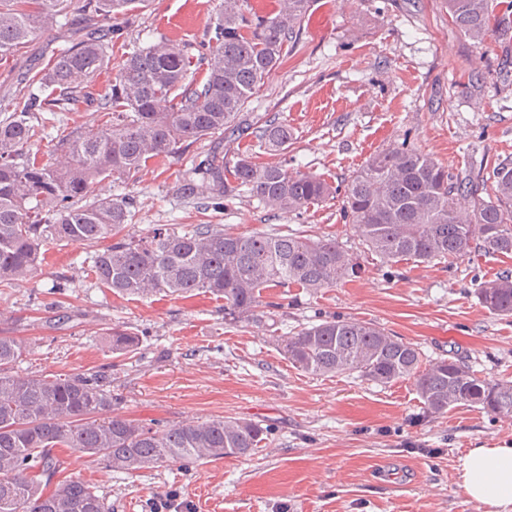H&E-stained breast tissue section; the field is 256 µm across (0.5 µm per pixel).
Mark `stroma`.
Here are the masks:
<instances>
[{
  "label": "stroma",
  "mask_w": 512,
  "mask_h": 512,
  "mask_svg": "<svg viewBox=\"0 0 512 512\" xmlns=\"http://www.w3.org/2000/svg\"><path fill=\"white\" fill-rule=\"evenodd\" d=\"M224 0H150L134 21L116 19L118 44L95 81L112 83L126 48L166 37L207 42ZM65 45L52 30L0 62V111L17 112L18 83ZM482 90L468 91L471 73ZM274 114L292 139L284 155L256 134ZM247 130L230 144L261 162L287 161L340 185L369 158L401 144L488 177L512 161V40L476 45L448 21L447 0H315L281 66L243 110ZM210 137L185 153L149 162L136 179L108 178L89 194L134 201L130 230L221 224L249 234L274 228L335 237L359 268L352 280L310 292L269 288L253 317L230 322L208 294L185 300L130 299L88 278L95 250L51 245L27 280L0 287V336L27 347L16 369L47 378L100 373L120 402L115 414L175 425L246 418L268 429L247 458L147 469L131 475L86 454H64V475L97 487L112 512H480L459 484L467 449L512 443V419L477 407L426 414L415 381L378 384L357 374L312 376L293 367L277 339L336 318L384 328L419 348L425 361L462 360L489 380L512 381V316L483 308L478 286L512 271V254L478 248L448 262H384L368 252L343 212L342 198L301 213H277L244 191L201 207L183 194ZM137 334L127 355L105 334Z\"/></svg>",
  "instance_id": "35a3bbf8"
}]
</instances>
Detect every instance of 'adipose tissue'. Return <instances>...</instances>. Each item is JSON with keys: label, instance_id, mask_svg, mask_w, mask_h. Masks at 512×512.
<instances>
[{"label": "adipose tissue", "instance_id": "obj_1", "mask_svg": "<svg viewBox=\"0 0 512 512\" xmlns=\"http://www.w3.org/2000/svg\"><path fill=\"white\" fill-rule=\"evenodd\" d=\"M459 472L465 493L484 512H506L512 506V445L469 449Z\"/></svg>", "mask_w": 512, "mask_h": 512}]
</instances>
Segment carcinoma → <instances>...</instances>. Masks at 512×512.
Returning a JSON list of instances; mask_svg holds the SVG:
<instances>
[{"label":"carcinoma","instance_id":"carcinoma-1","mask_svg":"<svg viewBox=\"0 0 512 512\" xmlns=\"http://www.w3.org/2000/svg\"><path fill=\"white\" fill-rule=\"evenodd\" d=\"M65 0H0V59L59 26ZM148 0H84L82 24L66 28L70 46L50 64L23 77L21 112L0 116V287L36 272L50 244L110 241L88 276L123 296L164 293L224 300V319L253 314L268 288L316 291L356 273L338 241L276 230L234 233L222 224H194L178 232L155 225L144 236L124 233L133 202L126 196L83 203L99 179H129L149 161L178 156L193 143L239 128V115L264 78L283 60L285 44L314 0H281L269 16L246 12V0H224L200 45L203 76L190 69L194 46L165 40L137 48L118 64L112 84L94 98L112 31L107 18L126 16ZM448 16L464 37L481 45L512 30V16L496 15L492 0H447ZM96 106L94 123L56 136L60 158L29 150L44 127V112ZM259 138L273 152L288 149L291 132L276 116ZM190 194L207 202L245 189L273 211L297 212L335 197L324 178L263 163L250 154L228 157L216 147L201 160ZM493 196L480 195L468 169L445 165L407 145L371 156L347 180L344 212L372 253L387 262L457 260L481 246L512 254V162L492 169ZM490 313L512 316V273L478 287ZM106 340L129 354L139 337L113 328ZM295 368L313 376L356 372L388 384L414 378L428 414L459 406L512 418V382L479 377L462 362L422 366V354L371 322L327 320L280 337ZM27 352L0 336V512H109L95 487L63 476L56 450L96 457L104 468L136 473L255 454L267 430L247 419L188 420L154 429L124 416H103L118 403L100 374L47 379L12 373Z\"/></svg>","mask_w":512,"mask_h":512}]
</instances>
